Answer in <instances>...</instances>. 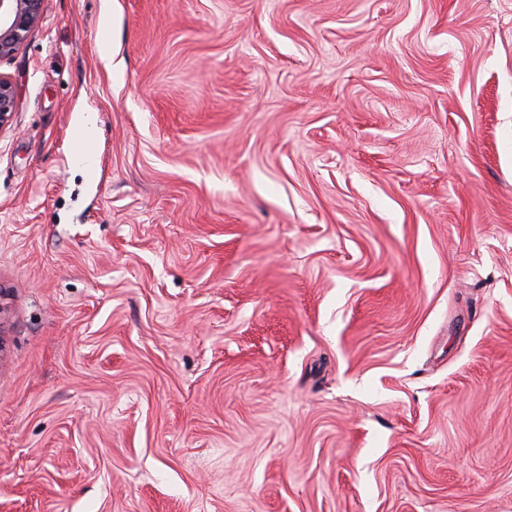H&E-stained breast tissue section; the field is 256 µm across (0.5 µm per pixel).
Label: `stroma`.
Returning <instances> with one entry per match:
<instances>
[{
	"label": "stroma",
	"mask_w": 512,
	"mask_h": 512,
	"mask_svg": "<svg viewBox=\"0 0 512 512\" xmlns=\"http://www.w3.org/2000/svg\"><path fill=\"white\" fill-rule=\"evenodd\" d=\"M0 74V512H512V0H44ZM15 102L16 87L13 81L0 74V128L10 122Z\"/></svg>",
	"instance_id": "obj_1"
}]
</instances>
